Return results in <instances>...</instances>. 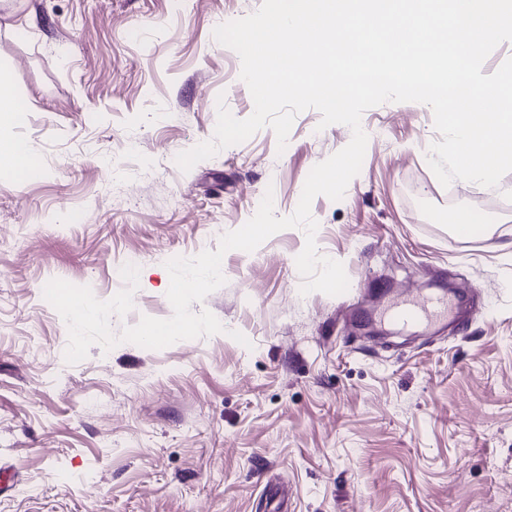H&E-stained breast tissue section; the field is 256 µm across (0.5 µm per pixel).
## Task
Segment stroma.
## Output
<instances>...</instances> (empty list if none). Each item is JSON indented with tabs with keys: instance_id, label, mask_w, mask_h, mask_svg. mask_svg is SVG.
Instances as JSON below:
<instances>
[{
	"instance_id": "obj_1",
	"label": "stroma",
	"mask_w": 512,
	"mask_h": 512,
	"mask_svg": "<svg viewBox=\"0 0 512 512\" xmlns=\"http://www.w3.org/2000/svg\"><path fill=\"white\" fill-rule=\"evenodd\" d=\"M261 3L0 0V66L25 109L0 138L34 160L0 172V512H512V172L442 186L422 104L366 110L359 174L312 202L345 293L301 294L305 234L286 229L227 252L225 284L192 303L222 333L64 359L49 280L107 301L135 254L134 308L113 331L168 318V257L216 250L266 190L291 215L350 141L309 109L285 152L266 127L171 164L213 138L218 103L252 114L213 31ZM459 212L480 219L470 239L448 230ZM385 287L451 308L401 325L376 311Z\"/></svg>"
}]
</instances>
